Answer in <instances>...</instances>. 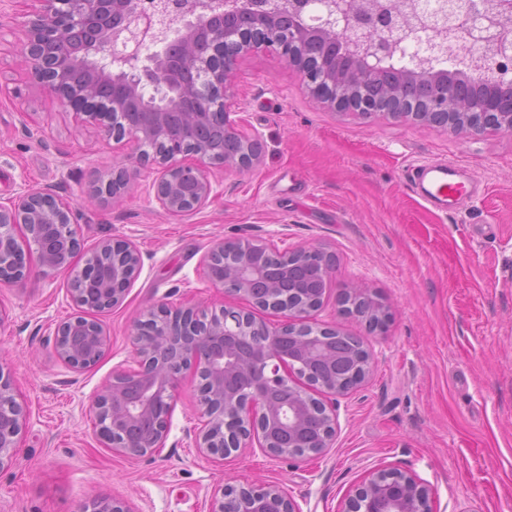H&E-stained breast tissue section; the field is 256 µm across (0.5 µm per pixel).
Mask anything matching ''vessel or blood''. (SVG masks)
I'll return each instance as SVG.
<instances>
[{
  "label": "vessel or blood",
  "mask_w": 512,
  "mask_h": 512,
  "mask_svg": "<svg viewBox=\"0 0 512 512\" xmlns=\"http://www.w3.org/2000/svg\"><path fill=\"white\" fill-rule=\"evenodd\" d=\"M412 192L428 205L443 211L457 210L477 192L475 182L460 167L446 162L428 161L408 171Z\"/></svg>",
  "instance_id": "obj_1"
}]
</instances>
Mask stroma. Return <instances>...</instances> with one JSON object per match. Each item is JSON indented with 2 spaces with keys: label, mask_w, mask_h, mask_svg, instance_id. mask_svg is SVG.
<instances>
[{
  "label": "stroma",
  "mask_w": 512,
  "mask_h": 512,
  "mask_svg": "<svg viewBox=\"0 0 512 512\" xmlns=\"http://www.w3.org/2000/svg\"><path fill=\"white\" fill-rule=\"evenodd\" d=\"M32 8V0H0L12 19L0 30V200L56 190L77 208L84 254L121 238L142 263L123 301L98 314L110 344L82 372L54 353L56 325L79 312L66 275L0 284V369L28 411L14 462L0 471V512H80L96 495L130 512H212L230 478L282 484L300 512H342L375 469L429 486L432 512H512V134L464 138L336 110L282 57L258 49L240 57L230 89L239 132L264 144L258 164L213 170L209 202L183 215L159 207L152 165L138 168L121 202H101L90 196L96 174L128 164L135 145L81 126L31 84L14 42ZM424 161L461 165L478 197L453 213L434 210L406 179ZM220 238L336 256L311 320L362 337L376 364L341 399L322 458L274 459L257 448L223 460L203 455L192 438L201 410L189 371L155 455L121 456L98 440L94 398L114 370L131 366L133 326L148 310H252L206 276L204 257ZM353 283L390 308L384 332L342 314L337 296Z\"/></svg>",
  "instance_id": "35a3bbf8"
}]
</instances>
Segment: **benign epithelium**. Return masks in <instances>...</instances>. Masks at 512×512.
<instances>
[{
	"instance_id": "obj_1",
	"label": "benign epithelium",
	"mask_w": 512,
	"mask_h": 512,
	"mask_svg": "<svg viewBox=\"0 0 512 512\" xmlns=\"http://www.w3.org/2000/svg\"><path fill=\"white\" fill-rule=\"evenodd\" d=\"M20 25L17 48L30 79L51 93L81 121L97 126L115 141L133 140L141 151L138 166L161 169L153 181L154 197L167 214L196 210L212 193L211 169L247 171L263 155L259 139L241 138L230 119V79L243 54L263 48L296 67L311 93L340 110L371 115L378 109L358 102L352 87L364 86L371 66L390 64L424 27L417 5L406 0L408 12L395 0H288V6L269 10L254 0L246 7L226 10L242 20L234 25L208 26L203 20L212 0H155L154 12L141 0H35ZM512 12V0H497L487 16L497 28L495 47L487 55H471L467 68L503 76L512 70V27L501 19ZM167 20V36L154 35L155 15ZM182 46L183 66L199 75L195 85L181 79L167 59L173 45ZM91 47L90 65L109 83L141 98L150 85L160 91L152 107L127 112L121 100L104 86L77 83V63L71 46ZM155 47L149 55L144 50ZM400 83L388 92L385 113L399 122H417L456 136L479 137L489 130L512 132V80L491 83L474 96L458 94L453 86L468 83L454 70L397 68ZM212 124L224 128L227 139H242V149L216 156L206 139ZM193 161H187V157ZM130 182L122 167L98 178L92 197L120 198ZM71 202L45 189H28L0 201V282L20 283L30 272L24 250L14 234L25 231L45 277L70 273L69 292L83 314L55 328L56 357L75 372L97 364L108 346L102 325L90 312L110 309L126 295L141 265L137 247L124 239H106L80 269L72 259L83 241L72 228ZM267 244L222 239L212 242L205 263L216 287L230 281L229 293L240 295L261 310L275 308L283 322L270 329L251 312L223 308L209 313L195 306H158L147 312L156 323L153 337L132 332L135 367L112 373L93 409L100 442L112 452L143 457L163 447L173 411L179 373L191 370L198 381L196 399L203 423L194 430L195 447L223 459L242 448L258 447L272 458H318L332 447L338 422L339 399L362 385L374 363L372 351L356 336L349 340L362 349L348 376L336 374L331 337L342 336L338 326H316L311 313L325 294L300 299L278 297V286L264 277ZM112 258V275L96 288L83 287L96 267L95 257ZM286 268L321 260L330 280L336 256L320 247H297L281 252ZM347 292L366 298L363 318L379 326L391 318L387 305L357 286ZM206 329L194 333L197 320ZM27 421L10 377L0 369V470L10 466L18 436ZM431 492L414 476L397 469L370 472L345 499L342 512H431ZM300 512L297 503L277 483L224 485L213 512ZM83 512H130L116 499L96 496Z\"/></svg>"
}]
</instances>
